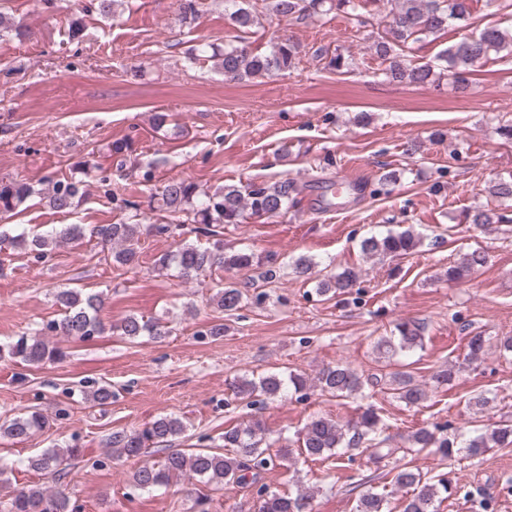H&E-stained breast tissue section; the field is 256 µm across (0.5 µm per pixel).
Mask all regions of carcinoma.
Returning a JSON list of instances; mask_svg holds the SVG:
<instances>
[{
  "instance_id": "cac0c4a2",
  "label": "carcinoma",
  "mask_w": 512,
  "mask_h": 512,
  "mask_svg": "<svg viewBox=\"0 0 512 512\" xmlns=\"http://www.w3.org/2000/svg\"><path fill=\"white\" fill-rule=\"evenodd\" d=\"M395 8L385 29L372 36L371 50L381 60L383 68L378 74L393 82L412 85L433 84L441 74L435 72L430 63L420 64L411 59L414 45L437 34L456 23L468 27L467 21L476 10L474 0H394ZM374 0H224V12L229 15L237 35L235 42L224 45V50L195 48L189 54L192 64L213 62V68L230 80H249L284 75L295 68L299 49L293 41L271 44L266 52L251 47L250 39L257 33L264 16L272 13L290 17L297 21L331 11L343 15L353 27L360 29L368 23V8ZM204 0H180L182 19L193 20L202 11ZM507 51L512 54V32L495 25L465 34L448 47L438 60L445 62V70L454 83L467 85L469 68L488 57L492 52ZM315 56L327 61L331 70H355V58L344 57L328 47L316 49ZM47 206L56 212H68L77 206L84 195L83 180L73 176L48 179ZM491 196L500 200H512V179H500L488 187ZM34 189L28 183L13 177L0 178V213L15 211L32 194ZM298 188L290 180L251 183L242 188L226 184L212 192H199L189 181L172 179L156 188L152 200L157 209L175 218L187 210L194 212V221L199 224L197 232L206 237H218L226 224L241 223L244 214L257 219L279 217L288 208L297 204ZM465 219L479 227L488 228L494 224L512 223L502 208L478 207L466 214ZM91 234L107 248L104 260L115 268L130 267L137 262L135 248L142 229L135 223L97 224ZM85 236L81 224H68L56 235L28 238L19 235L15 246L34 252L38 257H49L57 244L75 242ZM417 246L410 230L390 231L385 235H371L363 239L361 250L373 256L408 255ZM484 254L475 251L463 257L455 266L448 268V278L462 280L477 266L483 265ZM158 264L163 268L173 267L178 276L192 280L203 271L222 267L228 271L250 268L254 255L247 252L226 253L220 241L211 247L182 243L173 252L162 256ZM358 275L352 269L319 282L317 293L348 292L357 284ZM250 285L230 284L219 289L213 296L217 308L232 312L240 309L247 299ZM55 304L61 311V318L49 322L45 327L24 333L6 346L0 347V359L8 357L29 366H40L47 362H62L67 353L50 345L45 332H52L71 339L86 340L106 330L100 317L102 296L79 288H63L54 294ZM119 335L136 340L142 336L161 339L169 334L168 325L159 319L145 320L135 315L125 317L116 326ZM425 326L415 320H402L395 324L392 335L377 341L378 349L385 354L395 353L422 346ZM485 337L476 334L468 338L466 358L477 361L485 352ZM380 380L362 379L350 366L338 363L323 368L317 375L315 387L322 393L336 398H350L359 393L364 385L378 386ZM234 395L250 399L255 413L252 421L245 426H234L224 430V451L199 448L186 454L172 450L158 461L143 462L131 476L134 488L150 490L163 486L174 477L187 482L203 481L217 490L229 484L255 485L260 499L259 512H310V494L299 490L296 494L272 491L261 482L262 474L292 454H298L313 461H337L342 456L341 448H353L363 440H369V458L379 461L398 452L405 454L426 448L434 449L441 460L451 459L457 454L477 457L492 448L512 447V425L496 426L488 433L465 437L459 430L432 425L416 429L409 439V447L384 448L382 442L374 441L380 422L376 410L368 406L354 420L344 423L318 416L310 419L302 428L298 448H272L265 442V428L259 419L266 405L293 390L296 399L308 398L310 384L301 374L283 376L271 373L259 379L238 377L231 382ZM389 390L395 398L407 405H419L427 400L428 391L416 383L412 374L398 371L391 374ZM48 424L47 417L39 410H29L20 416L0 423V434L19 442L25 441L42 431ZM185 430L183 422L174 417H161L147 423L142 429L130 433H114L105 442L112 449V457L134 459L147 453V449L172 441ZM82 457L80 448H52L29 461L31 468L49 471L55 483H62L71 462ZM394 484L400 489L412 490V495L400 503L401 512H437L436 501L454 491L448 474L438 479L426 476L417 468L406 464L395 466ZM0 512H68V499L62 489L51 491L41 485H31L12 494L0 504ZM355 512H391L388 494L367 491L359 496Z\"/></svg>"
}]
</instances>
